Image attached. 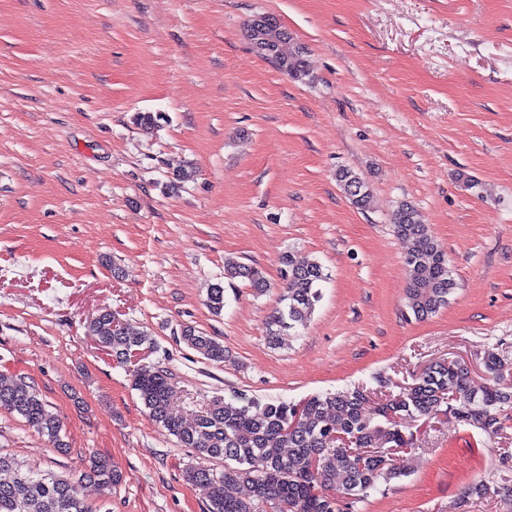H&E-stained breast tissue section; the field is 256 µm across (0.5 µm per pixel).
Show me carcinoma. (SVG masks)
<instances>
[{
	"instance_id": "1",
	"label": "carcinoma",
	"mask_w": 512,
	"mask_h": 512,
	"mask_svg": "<svg viewBox=\"0 0 512 512\" xmlns=\"http://www.w3.org/2000/svg\"><path fill=\"white\" fill-rule=\"evenodd\" d=\"M273 48L270 62L293 79L307 76L303 47L295 44L287 29L276 22L262 32ZM350 203L366 210L372 202L367 184L347 169L337 173ZM397 236L406 240L407 307L419 320L448 306L455 281L441 246L421 224L409 204L393 216ZM288 267L282 286L281 306L267 317L268 342L278 343L285 332L307 325L322 298L329 279L318 261ZM225 277L240 279L262 294L270 283L253 265L229 262ZM206 306L214 315L224 310L221 284L208 292ZM90 334L126 365L153 348L148 333L105 309L89 323ZM181 340L205 359L224 362V343L191 325L181 328ZM485 382L474 386L465 362L434 361L391 393L373 411L360 386L325 391L301 404L284 400L262 402L242 395L217 397L191 421L170 409L172 385L165 370L140 364L132 370V387L153 422L176 438L183 448L193 449L205 460L224 462V471L199 465L185 471V478L208 490V512H353L355 504L395 478L408 474L404 458L394 456L413 445L406 422L433 419L442 414L494 437L503 431V418L512 409V363L492 350L483 355ZM0 410L20 416L28 427L47 437L64 452L61 422L50 410L34 383L24 376L0 375ZM79 480L112 490L122 471L112 459L93 453L85 460ZM247 493H242V490ZM512 487L492 486L482 480L471 484L467 494L485 497ZM0 512H101L80 496L76 482L66 474L33 469L11 454L0 451Z\"/></svg>"
}]
</instances>
